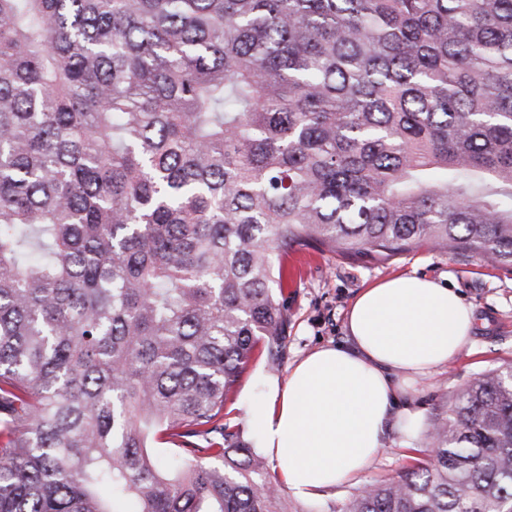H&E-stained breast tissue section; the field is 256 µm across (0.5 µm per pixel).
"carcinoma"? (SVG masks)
Listing matches in <instances>:
<instances>
[{"label":"carcinoma","mask_w":512,"mask_h":512,"mask_svg":"<svg viewBox=\"0 0 512 512\" xmlns=\"http://www.w3.org/2000/svg\"><path fill=\"white\" fill-rule=\"evenodd\" d=\"M512 267V0H0V512H288L224 425L272 253ZM346 512H509L512 365Z\"/></svg>","instance_id":"cac0c4a2"}]
</instances>
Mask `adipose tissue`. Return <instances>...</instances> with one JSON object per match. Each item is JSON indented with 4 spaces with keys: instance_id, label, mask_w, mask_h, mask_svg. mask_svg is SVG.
<instances>
[{
    "instance_id": "obj_1",
    "label": "adipose tissue",
    "mask_w": 512,
    "mask_h": 512,
    "mask_svg": "<svg viewBox=\"0 0 512 512\" xmlns=\"http://www.w3.org/2000/svg\"><path fill=\"white\" fill-rule=\"evenodd\" d=\"M474 322L471 304L432 277L404 275L365 289L346 315L350 344L319 348L285 380L266 382L271 405L250 422L278 480L310 497L362 474L392 427L416 433L419 413L400 406V397L460 355Z\"/></svg>"
}]
</instances>
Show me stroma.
I'll list each match as a JSON object with an SVG mask.
<instances>
[{"label": "stroma", "mask_w": 512, "mask_h": 512, "mask_svg": "<svg viewBox=\"0 0 512 512\" xmlns=\"http://www.w3.org/2000/svg\"><path fill=\"white\" fill-rule=\"evenodd\" d=\"M277 267H300L277 299L288 319V347L278 368H269L263 348H256L226 405L225 423L250 437L248 413L267 403L265 379L286 378L289 369L318 347L346 342L345 319L350 304L365 288L399 275L417 274L447 281L475 311L471 343L451 365L415 383L405 398L418 410L417 434L389 433L382 452L358 480L340 484L311 499L289 497L290 512H345L365 487L404 473L429 457V433L446 417L461 390L490 369L512 363V270L494 266L486 257L446 246L424 244L371 260L301 247L274 253Z\"/></svg>", "instance_id": "35a3bbf8"}]
</instances>
